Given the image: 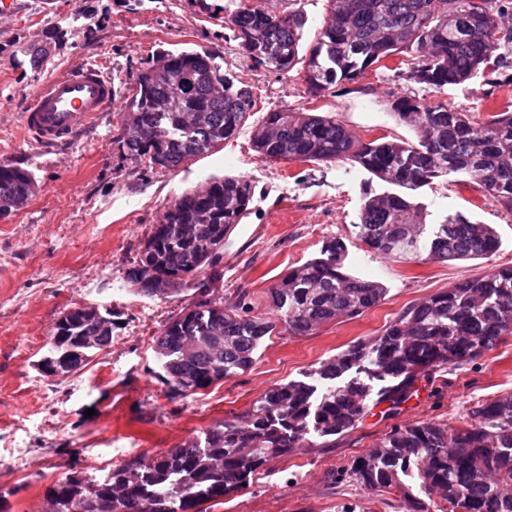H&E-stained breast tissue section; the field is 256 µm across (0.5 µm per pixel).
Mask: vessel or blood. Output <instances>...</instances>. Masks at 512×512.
I'll use <instances>...</instances> for the list:
<instances>
[{"mask_svg": "<svg viewBox=\"0 0 512 512\" xmlns=\"http://www.w3.org/2000/svg\"><path fill=\"white\" fill-rule=\"evenodd\" d=\"M117 96L111 77L89 63L70 67L43 84L23 115L36 142L49 145L96 123Z\"/></svg>", "mask_w": 512, "mask_h": 512, "instance_id": "obj_1", "label": "vessel or blood"}]
</instances>
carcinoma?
Returning a JSON list of instances; mask_svg holds the SVG:
<instances>
[{
  "instance_id": "carcinoma-1",
  "label": "carcinoma",
  "mask_w": 512,
  "mask_h": 512,
  "mask_svg": "<svg viewBox=\"0 0 512 512\" xmlns=\"http://www.w3.org/2000/svg\"><path fill=\"white\" fill-rule=\"evenodd\" d=\"M316 44L300 55L306 17L274 13L250 0H224V24L255 64L286 75L296 66L306 89L320 95L338 83L389 72L419 86L391 103L417 142L353 136L333 115L288 109L267 112L253 145L272 161L349 160L389 186L369 192L356 235L369 252L423 263L487 257L498 248L488 224L461 213L427 222L414 192L441 184L478 185L512 211V112L481 126L420 91L439 92L481 74L496 86L512 66V29L499 28L504 0H326ZM121 143L146 170L174 171L234 137L254 107L250 87L224 71L213 50L163 51L132 75ZM35 193L31 174L0 160V219ZM254 188L243 178L214 179L172 200L152 225L127 279L149 296L187 291L191 300L154 340L166 394L185 398L255 361L265 337L308 335L338 318L375 306L385 288L343 271L346 246L326 242L321 256L288 269L269 289L272 313H252L249 293L224 303V247L249 211ZM117 322L91 306L59 317L39 370L64 376L89 361L87 349L112 341ZM512 335V265L436 293L404 310L379 336L360 339L311 368L306 380L267 388L248 409L217 423L204 439L156 456H134L101 481L72 474L46 494L47 512H207L205 505L245 490L270 460L291 453L310 434L328 448L386 405L388 417L418 391L417 382L446 366H462ZM380 383L374 389L373 383ZM415 466L428 500L413 512H512V394L470 409L460 425L418 421L394 427L347 473L365 488L407 499L401 474Z\"/></svg>"
}]
</instances>
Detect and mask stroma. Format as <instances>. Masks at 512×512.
Masks as SVG:
<instances>
[{"label": "stroma", "instance_id": "1", "mask_svg": "<svg viewBox=\"0 0 512 512\" xmlns=\"http://www.w3.org/2000/svg\"><path fill=\"white\" fill-rule=\"evenodd\" d=\"M222 0H5L0 15V160L27 170L36 183L29 201L0 219V506L45 512L46 488L77 473L90 478L137 455L153 456L196 438L242 412L268 387L303 375L357 340L378 336L407 307L499 264H512V212L487 201L478 186L422 189L432 215L462 213L491 225L499 247L486 258L391 260L370 254L354 226L367 191L383 183L350 161L276 162L253 148L254 127L276 108L334 113L354 135L389 134L416 141L390 104L412 90L402 80L367 77L313 97L296 73L281 76L244 57L217 8ZM274 12L301 9L304 47H312L326 0H254ZM59 40L40 69L26 47ZM211 48L224 68L248 85L256 104L240 132L176 171H145L120 143L123 101L133 73L162 50ZM99 65L119 101L93 128L43 148L28 139L21 113L44 81L79 64ZM482 124L512 104V81L491 87L477 76L431 93ZM227 175L249 180L254 199L224 252L225 302L248 292L265 310L268 290L288 270L342 239L345 267L384 285L382 300L362 316L341 318L307 336L264 339L247 372L171 399L160 379L154 339L185 306L186 295L137 292L126 278L140 246L171 200ZM89 305L119 316L112 341L75 373L50 378L37 364L57 319ZM398 416L373 410L331 448L299 447L266 463L252 485L211 512H409V506L368 490L344 470L394 426L414 421L458 425L469 410L512 393V335L481 358L449 366L419 384Z\"/></svg>", "mask_w": 512, "mask_h": 512}]
</instances>
